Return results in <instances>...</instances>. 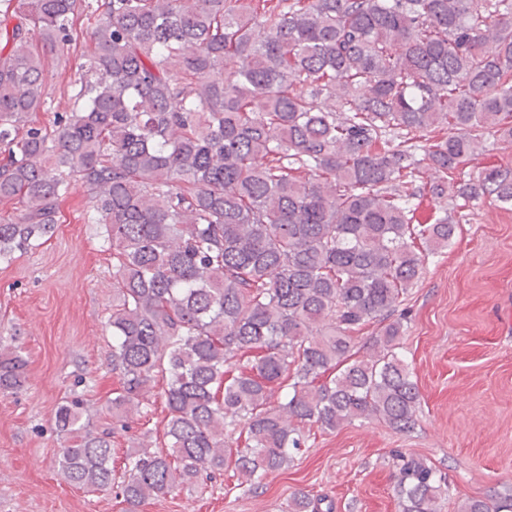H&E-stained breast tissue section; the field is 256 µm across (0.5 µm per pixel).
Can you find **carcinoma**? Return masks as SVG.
Here are the masks:
<instances>
[{"instance_id":"cac0c4a2","label":"carcinoma","mask_w":512,"mask_h":512,"mask_svg":"<svg viewBox=\"0 0 512 512\" xmlns=\"http://www.w3.org/2000/svg\"><path fill=\"white\" fill-rule=\"evenodd\" d=\"M79 20L91 47L69 109L35 124L51 93L34 43L68 68ZM487 134L512 140V0H0V200L17 204L0 262L51 236L83 184L112 248V418L166 379L164 446L139 444L119 477L83 400L57 406L65 480L118 482L136 512L203 473L257 489L314 425L412 431L398 307L456 229L422 214L416 182L433 173L455 209L511 206V166L456 181ZM26 367L0 356L1 395ZM392 460L399 512H441L447 477ZM288 512L318 501L296 492ZM461 512H512V495Z\"/></svg>"}]
</instances>
